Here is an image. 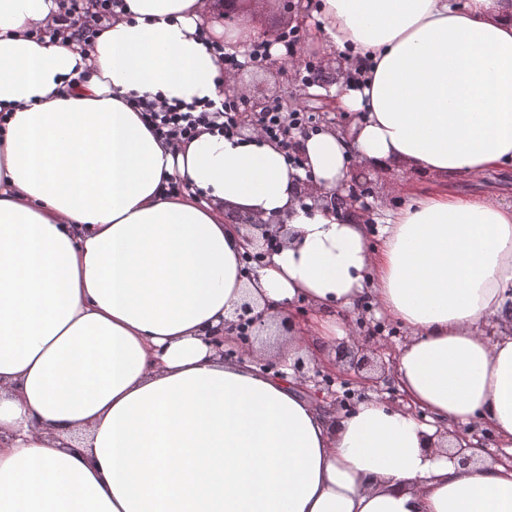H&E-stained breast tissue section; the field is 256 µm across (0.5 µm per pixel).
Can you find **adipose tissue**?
I'll list each match as a JSON object with an SVG mask.
<instances>
[{
    "label": "adipose tissue",
    "mask_w": 512,
    "mask_h": 512,
    "mask_svg": "<svg viewBox=\"0 0 512 512\" xmlns=\"http://www.w3.org/2000/svg\"><path fill=\"white\" fill-rule=\"evenodd\" d=\"M55 11L0 0V512H512V463L443 449L476 422L512 445V202L456 191L512 163V0H319L353 125L308 131L301 166L257 133L161 140L129 103L221 98L212 46L245 51L248 21L115 0L84 44L38 37ZM394 163L437 181L395 185L379 249L369 214L298 197ZM229 209L287 221L257 277ZM246 297L271 334L228 360L213 336ZM370 309L408 335L405 405L320 407L293 362Z\"/></svg>",
    "instance_id": "adipose-tissue-1"
}]
</instances>
